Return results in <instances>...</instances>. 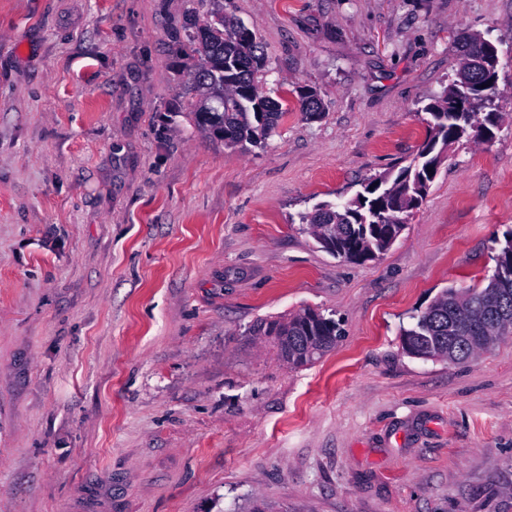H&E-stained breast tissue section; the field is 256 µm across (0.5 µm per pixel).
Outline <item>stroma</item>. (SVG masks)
Returning a JSON list of instances; mask_svg holds the SVG:
<instances>
[{
    "label": "stroma",
    "instance_id": "stroma-1",
    "mask_svg": "<svg viewBox=\"0 0 512 512\" xmlns=\"http://www.w3.org/2000/svg\"><path fill=\"white\" fill-rule=\"evenodd\" d=\"M216 10L288 107L257 146L191 115ZM463 33L499 49L493 139L389 250L325 252L301 214L412 157ZM510 232L512 0H0V512H512V335L401 341ZM308 308L342 329L311 364L248 334Z\"/></svg>",
    "mask_w": 512,
    "mask_h": 512
}]
</instances>
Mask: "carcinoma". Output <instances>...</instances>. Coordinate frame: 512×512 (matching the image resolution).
Here are the masks:
<instances>
[{
    "label": "carcinoma",
    "mask_w": 512,
    "mask_h": 512,
    "mask_svg": "<svg viewBox=\"0 0 512 512\" xmlns=\"http://www.w3.org/2000/svg\"><path fill=\"white\" fill-rule=\"evenodd\" d=\"M469 54L459 53L455 78L442 95L426 107L428 133L416 154L397 172L389 171L364 184L362 191L342 204H323L300 216L316 239L327 237L324 249L352 262L368 253L388 250L399 227L387 222L393 208L409 217L422 204L448 148L469 142L472 132L493 137L501 116L494 109L497 86L482 87L490 77L470 66L481 52L477 36L463 40ZM198 62L190 81L198 99L193 104L195 124L224 141L226 146L256 143L275 128L284 114L282 105L263 95L254 75L264 61L252 33L238 24H204L193 35ZM300 110L310 116L323 112L311 90L299 98ZM512 334V236L496 255V266L483 288H448L414 317L403 330V349L424 360L459 363ZM250 335L270 338L278 359L290 367L308 365L335 345L339 329L322 312L306 309L284 320H262Z\"/></svg>",
    "instance_id": "cac0c4a2"
}]
</instances>
